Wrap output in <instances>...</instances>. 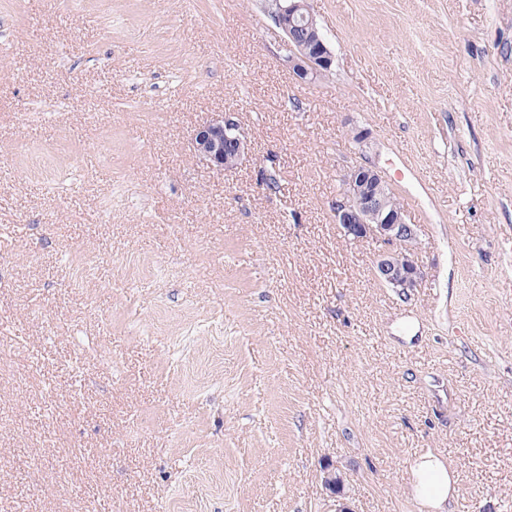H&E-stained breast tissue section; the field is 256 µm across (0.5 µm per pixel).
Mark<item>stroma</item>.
I'll list each match as a JSON object with an SVG mask.
<instances>
[{
    "mask_svg": "<svg viewBox=\"0 0 512 512\" xmlns=\"http://www.w3.org/2000/svg\"><path fill=\"white\" fill-rule=\"evenodd\" d=\"M312 4L301 84L267 0H0V512H426L427 452L512 512V0ZM362 164L411 300L333 220ZM193 152L211 168L236 167L248 154V140L233 113H221L204 122L192 138ZM388 188L386 177L376 166L350 168L342 177L341 190L333 205L334 221L347 237L375 240L387 246L375 261L377 276L407 299L415 293L423 275L418 264V245L410 247L404 242L418 240L420 227L409 224L407 214L400 208L402 204L391 191V199L400 207L390 203Z\"/></svg>",
    "mask_w": 512,
    "mask_h": 512,
    "instance_id": "stroma-1",
    "label": "stroma"
}]
</instances>
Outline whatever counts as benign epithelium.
Instances as JSON below:
<instances>
[{"label":"benign epithelium","instance_id":"1","mask_svg":"<svg viewBox=\"0 0 512 512\" xmlns=\"http://www.w3.org/2000/svg\"><path fill=\"white\" fill-rule=\"evenodd\" d=\"M271 14L284 35L288 63L299 83L315 81L332 70L334 55L311 10L309 0H271ZM193 152L211 168L235 167L248 154V140L232 113L201 124L192 138ZM383 172L372 165L350 168L342 177L333 205L335 223L346 236L375 240L386 249L375 261L379 280L409 298L422 280L417 248L405 242L418 238L420 226L408 222L404 209L390 203Z\"/></svg>","mask_w":512,"mask_h":512}]
</instances>
